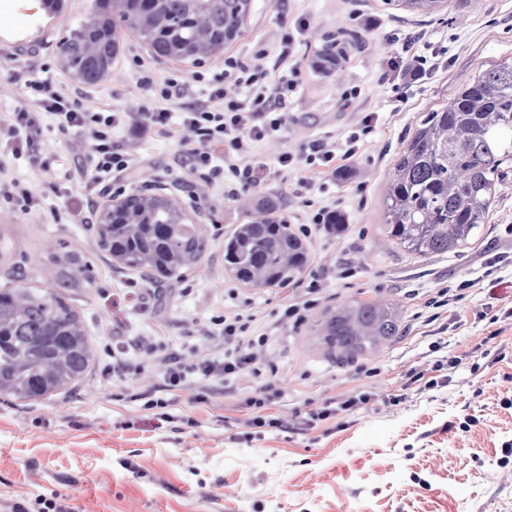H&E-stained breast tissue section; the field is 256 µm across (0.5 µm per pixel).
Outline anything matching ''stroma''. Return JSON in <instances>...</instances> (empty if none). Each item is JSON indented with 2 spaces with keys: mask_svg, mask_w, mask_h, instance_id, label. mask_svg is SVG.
<instances>
[{
  "mask_svg": "<svg viewBox=\"0 0 512 512\" xmlns=\"http://www.w3.org/2000/svg\"><path fill=\"white\" fill-rule=\"evenodd\" d=\"M90 5L65 0L49 17L30 0H0V113L30 103L32 80L127 112L146 103L145 76L186 83L204 98L222 79L225 56L275 55L273 34L300 18L308 28L296 53L306 66L287 127L239 160L255 167V187L199 182L178 135L117 134L134 165L97 186V205L152 184L208 241L198 265L160 285L114 266L91 224L54 218L62 193L86 180L77 135H59L45 120L47 174L28 151L6 156L9 173L40 204L27 214L0 209V235L13 244L0 258V284L20 275L52 287L46 257L62 241L91 259L95 282L69 298L91 339L87 375L39 400L0 399V512L40 496L67 499L74 512H512V171L470 244L420 256L384 231L386 187L426 113L477 71L512 61V0H446L436 14L395 0H253L225 55L200 65L157 59L125 31L111 77L86 86L70 81L57 56ZM326 35L354 48L325 75L310 61ZM408 52L431 63L423 79L392 71ZM372 112L376 129L343 173L277 174L281 153L314 140L345 144ZM264 195L306 241L310 263L287 286L258 290L226 272L224 239L248 221L249 198ZM321 206L343 217L342 230L307 228ZM289 294L313 302L302 324L284 316ZM378 299L397 305L398 336L351 363L336 361L319 333L326 313ZM222 316L247 321L254 369L211 382L202 400L189 378L166 409L168 422L155 425L143 405L160 397L170 356L223 359ZM133 339L151 342L154 353L128 351L125 371L113 374L116 346ZM359 394L369 402L343 420L300 428L306 413ZM260 414L288 425L245 439Z\"/></svg>",
  "mask_w": 512,
  "mask_h": 512,
  "instance_id": "obj_1",
  "label": "stroma"
}]
</instances>
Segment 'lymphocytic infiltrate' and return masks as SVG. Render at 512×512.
I'll use <instances>...</instances> for the list:
<instances>
[{"mask_svg": "<svg viewBox=\"0 0 512 512\" xmlns=\"http://www.w3.org/2000/svg\"><path fill=\"white\" fill-rule=\"evenodd\" d=\"M294 46V37H281L280 50L273 61L263 51L250 61L225 57L224 78L235 87V94H227L218 86L200 101L189 98L185 84L171 79L136 112H94L50 82H31L33 105L21 106L0 121V154L17 152L24 145H40L43 122L53 118L60 133L76 132L88 146L94 161V172L86 182L91 189L108 175L131 167L127 155L115 145L116 130L133 124L150 134H168L178 127L188 133L181 146L191 172L203 179L224 175L241 187H251L252 167L239 166L234 158L256 149L284 129L287 102L297 90L302 72ZM376 121V115H369L361 133L351 134L346 144L315 141L299 153L281 154L279 173L305 166L322 168L331 176L342 172L356 153L360 134L371 133ZM246 330L239 319L223 320L222 331L228 345L223 360L200 358L184 366L179 359H172L166 390L182 389L192 376L202 382H226L250 368L253 359L240 338Z\"/></svg>", "mask_w": 512, "mask_h": 512, "instance_id": "f902f5d3", "label": "lymphocytic infiltrate"}]
</instances>
